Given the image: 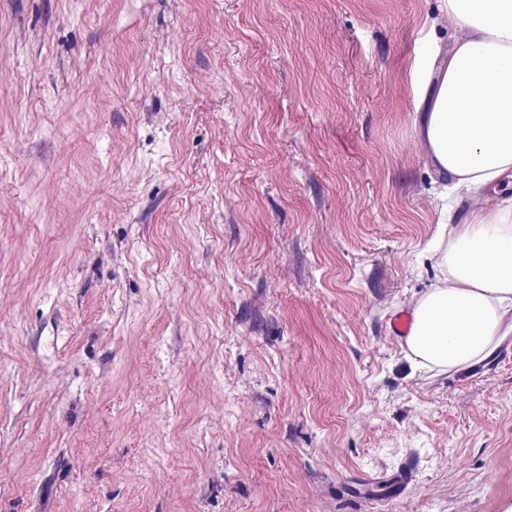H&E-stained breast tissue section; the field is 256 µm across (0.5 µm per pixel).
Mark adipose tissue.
Wrapping results in <instances>:
<instances>
[{
	"instance_id": "ef3b65f1",
	"label": "adipose tissue",
	"mask_w": 512,
	"mask_h": 512,
	"mask_svg": "<svg viewBox=\"0 0 512 512\" xmlns=\"http://www.w3.org/2000/svg\"><path fill=\"white\" fill-rule=\"evenodd\" d=\"M460 31L415 65L414 128L434 174L470 209L440 217L439 285L412 305L408 355L426 371H460L512 335V0H439ZM492 111H479L482 102ZM502 195L486 206V193Z\"/></svg>"
}]
</instances>
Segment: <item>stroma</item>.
<instances>
[{
  "label": "stroma",
  "mask_w": 512,
  "mask_h": 512,
  "mask_svg": "<svg viewBox=\"0 0 512 512\" xmlns=\"http://www.w3.org/2000/svg\"><path fill=\"white\" fill-rule=\"evenodd\" d=\"M436 13L0 0V512H512V336L437 375L390 331Z\"/></svg>",
  "instance_id": "35a3bbf8"
}]
</instances>
